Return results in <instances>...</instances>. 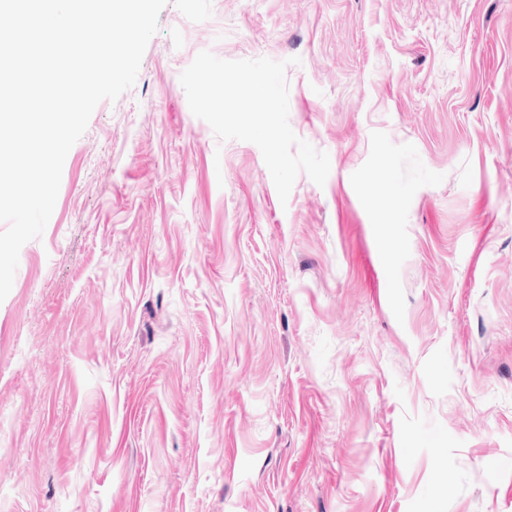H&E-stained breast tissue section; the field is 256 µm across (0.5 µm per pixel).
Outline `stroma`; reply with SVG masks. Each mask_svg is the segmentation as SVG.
Here are the masks:
<instances>
[{"mask_svg": "<svg viewBox=\"0 0 512 512\" xmlns=\"http://www.w3.org/2000/svg\"><path fill=\"white\" fill-rule=\"evenodd\" d=\"M0 302V512H512V0H168ZM288 61L280 202L195 117Z\"/></svg>", "mask_w": 512, "mask_h": 512, "instance_id": "1", "label": "stroma"}]
</instances>
